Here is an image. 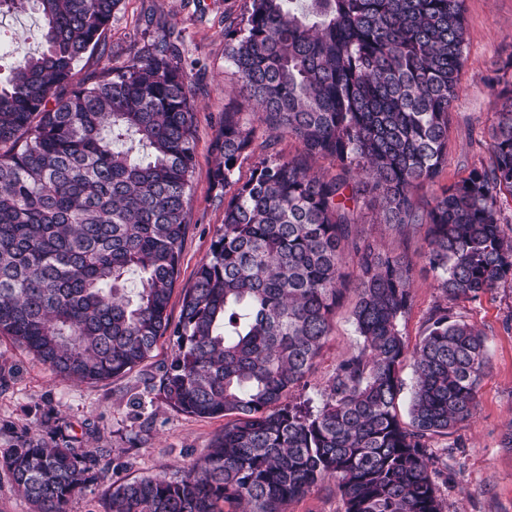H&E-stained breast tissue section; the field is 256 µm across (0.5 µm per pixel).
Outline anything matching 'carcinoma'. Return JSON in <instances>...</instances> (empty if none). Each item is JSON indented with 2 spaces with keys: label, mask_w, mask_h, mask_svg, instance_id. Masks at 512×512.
Listing matches in <instances>:
<instances>
[{
  "label": "carcinoma",
  "mask_w": 512,
  "mask_h": 512,
  "mask_svg": "<svg viewBox=\"0 0 512 512\" xmlns=\"http://www.w3.org/2000/svg\"><path fill=\"white\" fill-rule=\"evenodd\" d=\"M121 2L0 0V13L35 8L43 19L42 51L16 52L0 79V335L60 377L96 383L168 334L166 399L232 420L181 478L122 483L105 512H223L225 502L286 512L330 479L345 512H441L429 440L473 416L487 339L437 306L408 352L399 323L412 261L361 235L357 204L370 198L401 238L425 228L419 255L449 301L512 281L499 204L512 195V61L491 80L489 164L422 205L416 193L448 156L465 0H249L247 17L224 16L225 57L256 111L219 122L223 230L173 323L197 144L181 32L73 84ZM256 123L300 151L255 144ZM319 157L336 171L314 170ZM350 295L359 347L337 363L321 408L291 405ZM409 353L406 424L396 403ZM102 457L25 433L0 467L34 512H69Z\"/></svg>",
  "instance_id": "obj_1"
}]
</instances>
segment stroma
Returning <instances> with one entry per match:
<instances>
[{
    "label": "stroma",
    "mask_w": 512,
    "mask_h": 512,
    "mask_svg": "<svg viewBox=\"0 0 512 512\" xmlns=\"http://www.w3.org/2000/svg\"><path fill=\"white\" fill-rule=\"evenodd\" d=\"M248 0H122L106 33L105 51L119 66L142 54L161 37L162 26L180 29L185 60L195 90L197 146L190 223L181 264L168 306L178 319L183 292L206 258L224 222L214 199L212 171L215 122L224 108L252 111L239 97L235 70L224 55V17L242 16ZM153 26H146V18ZM466 60L459 99L452 111L448 159L437 178L444 186L488 162V136L495 99L486 78L495 64L512 59V0H465ZM41 20L37 12L0 14V69L9 70L16 50L37 52ZM375 213L363 209L359 229L386 252L414 260L411 308L400 323L408 347L421 340L432 308L444 300L417 256L424 237L401 239ZM447 303V302H444ZM352 300L337 309L331 336L304 383L291 397L321 406L337 362L355 350L360 338L351 318ZM451 319L480 329L489 346V365L477 389L473 417L432 439L431 478L442 512H512V283L475 299L447 303ZM173 352L162 336L149 358L127 373L98 383L63 379L0 337V371L9 377L0 389V449L22 431L45 441L106 452L94 479L76 495L70 512H104L113 485L146 477L180 478L224 429L220 418H198L176 410L159 390L161 371Z\"/></svg>",
    "instance_id": "1"
}]
</instances>
